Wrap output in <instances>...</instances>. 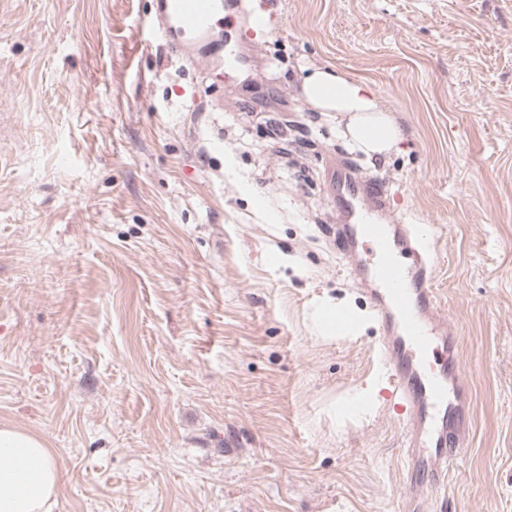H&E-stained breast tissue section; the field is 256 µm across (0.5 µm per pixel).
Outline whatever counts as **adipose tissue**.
<instances>
[{
  "mask_svg": "<svg viewBox=\"0 0 512 512\" xmlns=\"http://www.w3.org/2000/svg\"><path fill=\"white\" fill-rule=\"evenodd\" d=\"M312 108L336 121L338 133L367 158L398 151L403 133L394 116L365 84L334 69L315 68L302 78ZM59 470L43 438L0 427V512H52Z\"/></svg>",
  "mask_w": 512,
  "mask_h": 512,
  "instance_id": "obj_1",
  "label": "adipose tissue"
}]
</instances>
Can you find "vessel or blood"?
<instances>
[{
	"label": "vessel or blood",
	"mask_w": 512,
	"mask_h": 512,
	"mask_svg": "<svg viewBox=\"0 0 512 512\" xmlns=\"http://www.w3.org/2000/svg\"><path fill=\"white\" fill-rule=\"evenodd\" d=\"M226 6V0H156L155 18L164 39L179 50L190 42L222 41L216 19ZM330 185L339 250L380 324L386 396L403 426L401 512H426L464 452L466 430L458 421L470 405L454 366L455 337L432 286L433 244L416 225L390 221V198L379 181L342 164Z\"/></svg>",
	"instance_id": "vessel-or-blood-1"
}]
</instances>
